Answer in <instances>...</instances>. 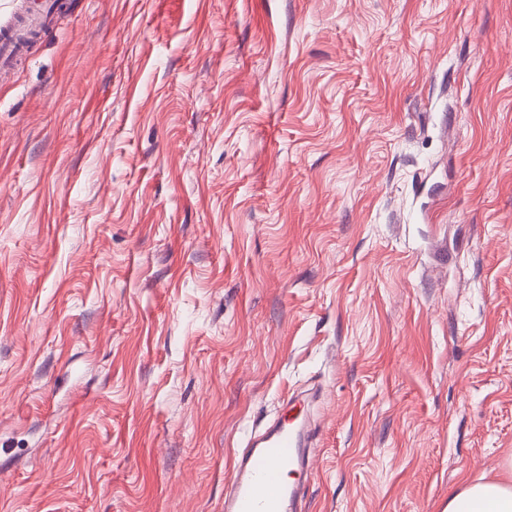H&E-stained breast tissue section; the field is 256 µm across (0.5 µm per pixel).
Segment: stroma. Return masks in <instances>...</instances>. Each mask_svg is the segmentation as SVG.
Listing matches in <instances>:
<instances>
[{
    "label": "stroma",
    "mask_w": 512,
    "mask_h": 512,
    "mask_svg": "<svg viewBox=\"0 0 512 512\" xmlns=\"http://www.w3.org/2000/svg\"><path fill=\"white\" fill-rule=\"evenodd\" d=\"M512 482V0H71L0 79V512ZM250 438L236 455L232 476L224 491V512H298L301 492L289 484L288 473L309 471L305 422L286 418Z\"/></svg>",
    "instance_id": "obj_1"
}]
</instances>
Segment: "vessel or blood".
Masks as SVG:
<instances>
[{
	"label": "vessel or blood",
	"instance_id": "b4317fda",
	"mask_svg": "<svg viewBox=\"0 0 512 512\" xmlns=\"http://www.w3.org/2000/svg\"><path fill=\"white\" fill-rule=\"evenodd\" d=\"M26 55L14 28H0V71L15 69ZM307 436L305 422L285 418L250 438L236 455L224 491V512H300L301 492L282 475L311 470Z\"/></svg>",
	"mask_w": 512,
	"mask_h": 512
}]
</instances>
